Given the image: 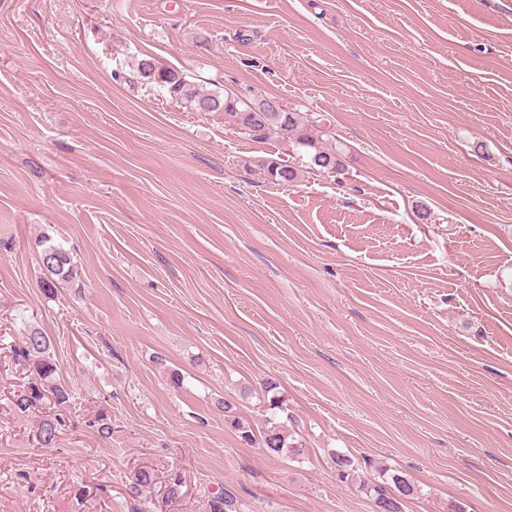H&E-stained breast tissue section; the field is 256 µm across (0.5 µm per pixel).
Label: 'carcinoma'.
<instances>
[{
  "label": "carcinoma",
  "mask_w": 512,
  "mask_h": 512,
  "mask_svg": "<svg viewBox=\"0 0 512 512\" xmlns=\"http://www.w3.org/2000/svg\"><path fill=\"white\" fill-rule=\"evenodd\" d=\"M135 71L140 79L163 88L172 99L197 112L216 114L224 119V123L244 134L256 139L293 143L308 154L311 166L323 172H337L342 167V152L326 144V140L334 138V134L300 112L264 108L260 101H244L224 91L204 92L184 73L165 67L150 56L136 60ZM259 167L274 184H288L299 178L298 169L273 160H263ZM42 246L40 261L44 278L41 284L42 289L51 294L57 284L76 276L75 262L67 250L49 243L47 239L42 241ZM13 353L15 359L30 372L27 385L11 400L16 411L26 413L43 406L64 408L70 405L73 395L67 386L58 382V367L50 337L31 326L23 345L14 348ZM266 406L270 416L266 419L265 427L257 434L250 425L237 419L231 421L240 439L247 444H257L270 456L287 452L301 454V449L289 442L290 435L280 421L281 415L288 414L282 400L272 395L267 398ZM61 426L62 421L57 416L41 419L36 429L37 442L44 448L53 447L61 433ZM154 480L152 469H138L126 484L128 495L133 499L143 497ZM361 487L367 489L379 512H402V499L418 494L413 484L390 468L383 469L381 482L363 483ZM208 512H238L237 500L226 491L217 492L208 499Z\"/></svg>",
  "instance_id": "cac0c4a2"
}]
</instances>
